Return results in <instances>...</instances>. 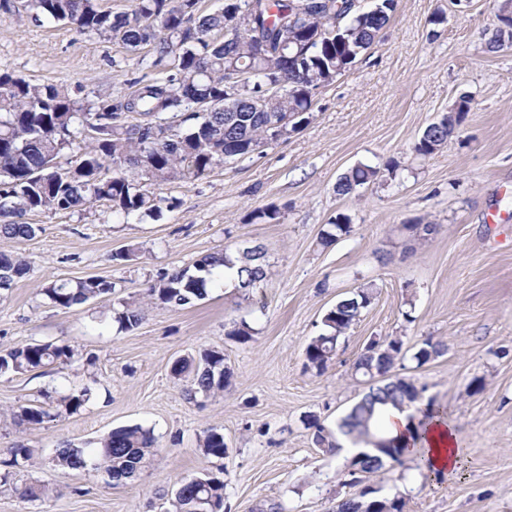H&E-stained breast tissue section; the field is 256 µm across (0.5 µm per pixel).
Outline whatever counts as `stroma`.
Here are the masks:
<instances>
[{"mask_svg":"<svg viewBox=\"0 0 512 512\" xmlns=\"http://www.w3.org/2000/svg\"><path fill=\"white\" fill-rule=\"evenodd\" d=\"M505 2L397 0L375 44L317 90L301 131L198 181L164 186L180 205L160 219L126 218L97 202L75 213H29L32 238L0 237V253L30 262L0 290V354L32 342L74 351L71 362L0 376V458L19 443L33 448L14 470L15 486L50 489L29 500L2 486L0 512H167L182 477L207 474L224 481V512L275 504L334 512L358 490L345 483V458L318 447L304 418L335 428L366 390L351 376L353 361L386 336L410 350L429 337L446 343L443 355L421 366L408 358L395 371L448 405L466 456L449 480L419 475L408 460L367 475V484L403 498L405 512H512V48L488 47ZM439 13L443 23L432 24ZM0 71L116 101L142 75L122 46L34 21L18 0L0 8ZM464 96L472 104L458 133L434 155L417 156L425 128ZM360 163L383 177L338 195L339 178ZM271 204L277 221L252 219ZM340 212L351 218L350 235L321 245ZM413 224L438 230L422 239ZM255 244L266 250L270 276L251 296L220 280L186 308L148 305L134 329L113 322V304L144 293L160 273ZM124 249L130 259L113 260ZM89 277L111 282L112 294L62 309L41 292ZM367 282L374 302L340 337L326 371L307 369L305 348L327 310ZM240 320L253 329L245 343L230 335ZM213 348L224 353L230 384L189 398L191 378L174 376L173 364ZM476 378L482 388L472 387ZM83 387L93 396L78 413L35 428L13 419L46 395ZM132 425L156 438L133 481L112 485L55 467L63 443L91 449ZM210 428L224 435V458L199 449Z\"/></svg>","mask_w":512,"mask_h":512,"instance_id":"35a3bbf8","label":"stroma"}]
</instances>
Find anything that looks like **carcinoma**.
<instances>
[{"instance_id": "cac0c4a2", "label": "carcinoma", "mask_w": 512, "mask_h": 512, "mask_svg": "<svg viewBox=\"0 0 512 512\" xmlns=\"http://www.w3.org/2000/svg\"><path fill=\"white\" fill-rule=\"evenodd\" d=\"M199 0H132L126 11L112 13L99 0H28L26 10L39 21L52 19L69 24L78 32L116 42L136 58V65L158 76L130 83L131 92L115 103L108 96L84 95L82 88L66 83H35L9 71H0V236L28 239L33 225L24 221L30 212L81 211L95 202H107L116 213L140 219L160 217L180 206V201L163 195L161 187L175 182H192L224 162V155L244 157L275 141L272 118L294 116V123L308 122L315 91L347 72L355 58L349 46L367 51L388 25L396 0H379V13L360 15L353 0H333L329 15L311 7L298 13L304 0H259L251 26L226 35L234 12L249 0H224L221 8L203 14ZM316 42L309 39L316 34ZM274 51L267 57L256 53L258 43ZM490 44L512 48V11L504 6ZM238 91L243 102L231 113L235 124L224 121L228 90ZM261 99L264 111L252 112L247 101ZM211 107L209 112L199 108ZM140 119L128 121V114ZM448 142V116L431 123L413 146L427 157ZM74 154L78 167L63 179L60 158ZM379 170L358 164L336 184V193L350 195L377 180ZM351 232L350 218L337 215L321 233V243L330 245ZM263 246L247 250H224L202 257L193 267L162 274L143 297L120 302L112 309V321L121 329L137 327L148 302L180 308L207 296L216 282V271L234 286L248 292L268 275ZM21 254H0V290H8L29 271ZM112 283L100 278L54 281L43 294L57 307L69 309L112 293ZM375 299L374 284L368 283L342 298L323 318L324 332L305 348L306 366L323 372L336 353L338 339L359 319ZM393 357L381 363L384 370L407 354L397 336L385 338ZM446 350L440 340L427 338L413 353L418 365L439 357ZM66 345L33 343L0 354V374L25 373L55 362L71 359ZM174 373L192 375L190 395L210 396L230 384L231 373L224 366V353L208 349L197 358H182ZM91 399L84 387L57 395L52 409L42 405L22 407L15 416L32 426L62 414L77 413ZM391 405L414 407L411 441L400 443L384 436L379 411ZM448 416V408L410 391L389 376L370 389L336 423L340 433L362 442L366 449L349 462L350 482L358 472L375 473L390 460L403 464L407 448L422 438L435 417ZM315 429V441L330 451L339 448L330 431L317 418H305ZM154 438L142 427L112 430L92 452L68 444L53 459L62 470H82L92 455L96 470L109 475L113 485L133 480L153 455ZM203 455L224 458V434L208 430L200 439ZM11 457L0 460V485L10 483L11 469L19 460L28 461L32 449L18 444ZM224 481L217 476L184 477L170 501V512H221ZM399 497L378 495L367 488L359 498H349L336 512H403Z\"/></svg>"}]
</instances>
